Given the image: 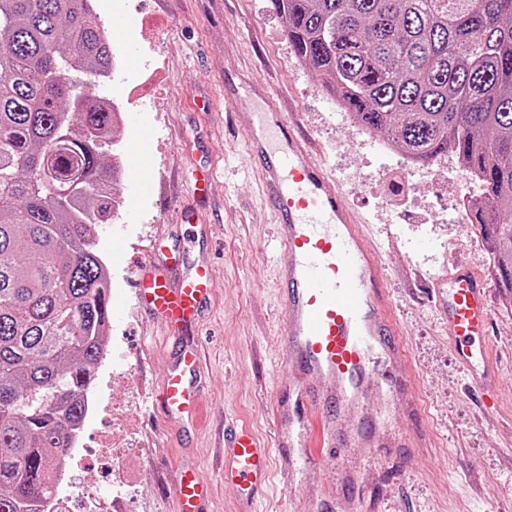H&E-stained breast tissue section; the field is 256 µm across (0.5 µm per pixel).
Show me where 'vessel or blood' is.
<instances>
[{
  "instance_id": "obj_1",
  "label": "vessel or blood",
  "mask_w": 512,
  "mask_h": 512,
  "mask_svg": "<svg viewBox=\"0 0 512 512\" xmlns=\"http://www.w3.org/2000/svg\"><path fill=\"white\" fill-rule=\"evenodd\" d=\"M263 112L237 110L233 118L246 134L247 162L256 163L264 197L270 203L282 256L277 268L281 307L288 321L282 352L294 372L293 402L272 415V442L251 428L224 427V482L247 501L266 492L272 478V448L296 449L292 469L310 457L336 459L345 452L391 449L404 455L410 442L390 427L392 414L412 408V381L399 324L388 289L378 274L382 251L348 204L335 177L313 161L308 141L297 132L292 113L266 91ZM129 186L139 196L150 185L151 170L140 154L129 159ZM212 271L196 265L138 271L139 298L178 343L170 352L158 402L171 420L200 421L198 393L201 353L185 340L210 301ZM448 345L463 371L468 391L495 408L501 370L489 345L492 309L488 282L472 266L455 262L431 283ZM376 411H368L371 402ZM360 472L343 471L331 512H363ZM204 482L183 479L175 491L177 512H196Z\"/></svg>"
}]
</instances>
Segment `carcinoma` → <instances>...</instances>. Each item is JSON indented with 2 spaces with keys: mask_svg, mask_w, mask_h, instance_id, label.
<instances>
[{
  "mask_svg": "<svg viewBox=\"0 0 512 512\" xmlns=\"http://www.w3.org/2000/svg\"><path fill=\"white\" fill-rule=\"evenodd\" d=\"M294 55L414 163L451 152L512 288V0H270ZM91 0H0V512H41L106 350L120 157Z\"/></svg>",
  "mask_w": 512,
  "mask_h": 512,
  "instance_id": "1",
  "label": "carcinoma"
}]
</instances>
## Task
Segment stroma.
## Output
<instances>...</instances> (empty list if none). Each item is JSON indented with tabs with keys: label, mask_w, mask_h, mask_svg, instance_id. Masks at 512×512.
Instances as JSON below:
<instances>
[{
	"label": "stroma",
	"mask_w": 512,
	"mask_h": 512,
	"mask_svg": "<svg viewBox=\"0 0 512 512\" xmlns=\"http://www.w3.org/2000/svg\"><path fill=\"white\" fill-rule=\"evenodd\" d=\"M109 20L108 34L124 62L103 89L159 82L130 105L127 116L144 130L143 161L153 182L136 203L135 217L100 225L99 248L112 279L106 343L109 368L97 373L106 397L135 396L129 410L142 476L122 484L121 512H173L174 485L182 464L194 465L213 489L205 512H237L238 496L220 477L215 446L225 419L270 437L266 413L288 398L289 371L280 342L288 325L279 307L276 267L280 247L273 214L256 171L245 165L247 142L224 110L227 86L240 93L275 88L284 110L297 111L313 156L342 185L349 204L383 250L380 276L390 288L402 325V342L419 379L414 411L394 414L399 434L426 438L411 464H394L387 449L366 463L374 479L364 486L370 512H512V290L501 287L493 255L478 225L451 222L466 173L453 155L405 166L401 153L379 150L336 112L319 76L299 65L287 25L270 0H95ZM136 25L125 26L127 17ZM209 194L193 189L201 170ZM204 216L209 243L188 245L195 263L215 273L213 294L193 334L202 345L200 386L204 418L197 434L172 425L154 403L171 343L138 308L133 271L164 264L182 239V214ZM401 223H394V216ZM125 241L112 246L113 236ZM473 264L491 286L492 343L504 380L498 410L483 411L479 395L464 391V377L448 351V330L433 305L428 284L451 262ZM123 382L113 386V374ZM339 462L317 460L294 475L273 458L272 485L257 512H319V494L335 486ZM79 482L89 491L110 488L125 463L88 455Z\"/></svg>",
	"instance_id": "35a3bbf8"
}]
</instances>
